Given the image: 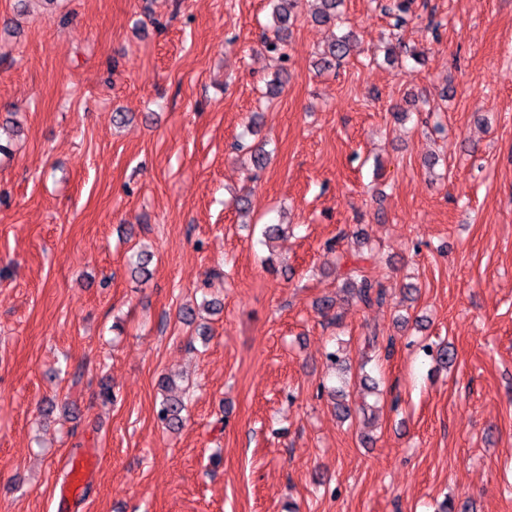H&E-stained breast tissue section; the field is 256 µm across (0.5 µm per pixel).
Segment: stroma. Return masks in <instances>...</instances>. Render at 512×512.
<instances>
[{
	"mask_svg": "<svg viewBox=\"0 0 512 512\" xmlns=\"http://www.w3.org/2000/svg\"><path fill=\"white\" fill-rule=\"evenodd\" d=\"M340 12L362 51L320 75L329 30L304 8L283 63L269 0H0V125L22 127L0 155V512H58L87 450L76 512H512V0H414L419 63L387 60L380 0ZM250 125L273 152L252 181ZM282 218L271 271L253 227ZM355 234L389 300L332 325ZM205 297L206 342L180 318ZM337 348L381 380L374 414L340 422L321 395ZM177 374L171 433L155 402ZM70 477L61 487V500H77L93 472V461L87 455L75 456L70 461Z\"/></svg>",
	"mask_w": 512,
	"mask_h": 512,
	"instance_id": "35a3bbf8",
	"label": "stroma"
}]
</instances>
